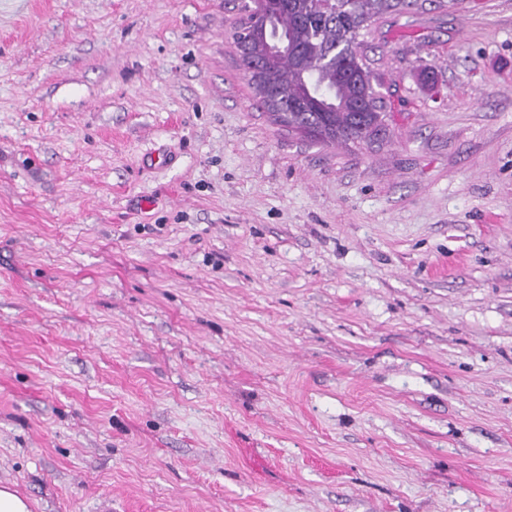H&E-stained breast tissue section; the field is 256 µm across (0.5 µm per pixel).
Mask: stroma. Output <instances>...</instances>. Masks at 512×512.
Instances as JSON below:
<instances>
[{
  "mask_svg": "<svg viewBox=\"0 0 512 512\" xmlns=\"http://www.w3.org/2000/svg\"><path fill=\"white\" fill-rule=\"evenodd\" d=\"M248 2L0 0V483L512 512V0L379 18L356 147L256 107Z\"/></svg>",
  "mask_w": 512,
  "mask_h": 512,
  "instance_id": "obj_1",
  "label": "stroma"
}]
</instances>
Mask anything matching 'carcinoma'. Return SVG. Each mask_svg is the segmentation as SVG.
Listing matches in <instances>:
<instances>
[{"label": "carcinoma", "instance_id": "obj_1", "mask_svg": "<svg viewBox=\"0 0 512 512\" xmlns=\"http://www.w3.org/2000/svg\"><path fill=\"white\" fill-rule=\"evenodd\" d=\"M417 0H274L275 24L288 50L267 63L291 128L310 129L321 145H361L378 135L386 113L365 58L360 31L391 10Z\"/></svg>", "mask_w": 512, "mask_h": 512}]
</instances>
